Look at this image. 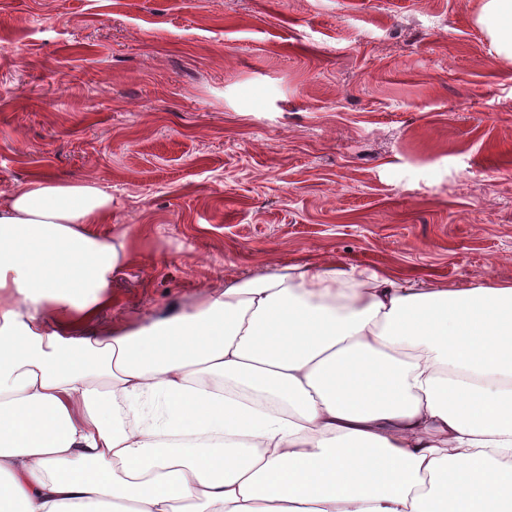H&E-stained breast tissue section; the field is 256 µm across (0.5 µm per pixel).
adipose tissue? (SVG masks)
<instances>
[{"label": "adipose tissue", "mask_w": 512, "mask_h": 512, "mask_svg": "<svg viewBox=\"0 0 512 512\" xmlns=\"http://www.w3.org/2000/svg\"><path fill=\"white\" fill-rule=\"evenodd\" d=\"M478 22L512 58V0ZM111 214L48 177L0 205V512H512V285L293 265L84 336Z\"/></svg>", "instance_id": "adipose-tissue-1"}]
</instances>
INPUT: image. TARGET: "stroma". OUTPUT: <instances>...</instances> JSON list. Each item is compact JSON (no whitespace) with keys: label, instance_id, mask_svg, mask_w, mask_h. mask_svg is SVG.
Here are the masks:
<instances>
[{"label":"stroma","instance_id":"obj_1","mask_svg":"<svg viewBox=\"0 0 512 512\" xmlns=\"http://www.w3.org/2000/svg\"><path fill=\"white\" fill-rule=\"evenodd\" d=\"M483 0H0V202L112 195L102 324L341 262L512 285V59Z\"/></svg>","mask_w":512,"mask_h":512}]
</instances>
